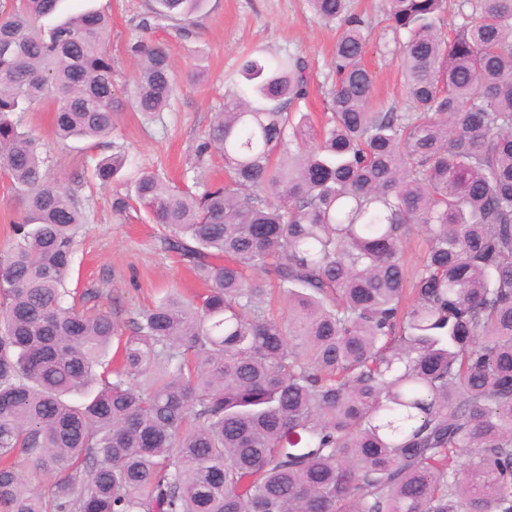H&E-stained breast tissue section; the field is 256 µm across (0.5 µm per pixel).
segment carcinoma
<instances>
[{
  "instance_id": "obj_1",
  "label": "carcinoma",
  "mask_w": 512,
  "mask_h": 512,
  "mask_svg": "<svg viewBox=\"0 0 512 512\" xmlns=\"http://www.w3.org/2000/svg\"><path fill=\"white\" fill-rule=\"evenodd\" d=\"M201 3L154 0L139 25ZM309 3L338 31L324 124L293 118L301 57L242 58L196 149L224 157V183L141 170L115 199L207 290L123 327L66 287L83 207L21 124L47 104L60 141L112 132L110 21L0 0V171L20 212L0 252V512H512V0H463L451 36L452 0H386L409 112L376 105L349 0ZM129 50L132 107L164 111L168 52Z\"/></svg>"
}]
</instances>
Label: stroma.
I'll list each match as a JSON object with an SVG mask.
<instances>
[{"instance_id": "1", "label": "stroma", "mask_w": 512, "mask_h": 512, "mask_svg": "<svg viewBox=\"0 0 512 512\" xmlns=\"http://www.w3.org/2000/svg\"><path fill=\"white\" fill-rule=\"evenodd\" d=\"M151 0H64L65 14L88 8L112 17L109 49L115 70V94L123 104L111 133L99 139L57 143L53 114L40 105L25 113L22 124L46 145L48 169L80 197L86 211V230L74 256L70 287L94 292L96 303L117 307V318L127 322L139 309L168 291L193 296L204 285L182 258L168 251L159 228L144 211H116L113 200L126 193L134 170H159L179 186L202 192L223 181L220 155L196 164L195 149L215 113L223 111L224 97L242 80L241 59L248 54L303 56L308 65L310 92L296 112L320 115L326 109L330 65L336 40L311 10L308 0H204L195 15L162 26L139 25ZM355 12L366 21L368 48L364 58L375 81V99L405 112L409 101L395 56L384 0H353ZM136 41L164 44L180 78L169 108L150 115L135 111L130 99L138 74V59L129 51ZM201 78L191 82V71ZM129 158L119 181L98 185L91 177L96 163L116 151Z\"/></svg>"}]
</instances>
